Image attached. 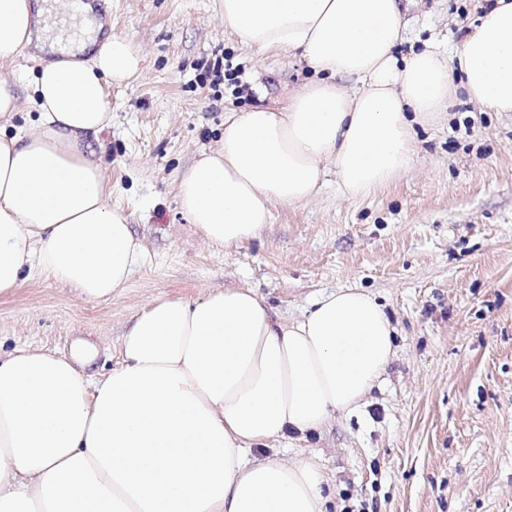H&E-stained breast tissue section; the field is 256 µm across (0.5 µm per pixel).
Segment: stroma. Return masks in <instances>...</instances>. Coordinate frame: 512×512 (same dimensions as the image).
<instances>
[{
  "label": "stroma",
  "mask_w": 512,
  "mask_h": 512,
  "mask_svg": "<svg viewBox=\"0 0 512 512\" xmlns=\"http://www.w3.org/2000/svg\"><path fill=\"white\" fill-rule=\"evenodd\" d=\"M221 0H100L105 27L141 48L142 76L108 85L111 122L87 134L145 262L110 300L89 301L36 274L0 297V348L63 353L93 342L97 375L156 299L251 288L285 320L323 293L357 287L394 327L395 355L363 406L320 432L255 446L254 457H315L328 512H512V112L460 96L416 128L414 168L361 198L328 181L311 201L277 204L260 234L208 243L177 202V184L224 137V115L281 108L312 78L299 56L263 55L224 30ZM401 53L455 47L478 0H406ZM226 57L236 81H215ZM35 64L20 57L15 127H34Z\"/></svg>",
  "instance_id": "1"
}]
</instances>
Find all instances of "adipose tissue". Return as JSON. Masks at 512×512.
<instances>
[{
  "instance_id": "obj_1",
  "label": "adipose tissue",
  "mask_w": 512,
  "mask_h": 512,
  "mask_svg": "<svg viewBox=\"0 0 512 512\" xmlns=\"http://www.w3.org/2000/svg\"><path fill=\"white\" fill-rule=\"evenodd\" d=\"M249 49L296 52L319 79L286 107L224 118V138L180 177L182 211L211 244L257 236L273 204L313 199L335 175L365 196L414 165L413 128L458 93L512 112V0L460 36L397 57L403 0H222ZM92 5L0 0V70L34 49L36 129L0 134V295L42 273L79 297L111 298L145 255L107 205L86 133L110 122L108 84L143 72L140 48L101 36ZM355 81L354 91L344 84ZM394 328L357 288L283 320L250 288L157 299L122 337L121 359L83 372L70 358L0 355V512H326L316 459L252 457L253 446L322 430L358 409L393 357Z\"/></svg>"
}]
</instances>
